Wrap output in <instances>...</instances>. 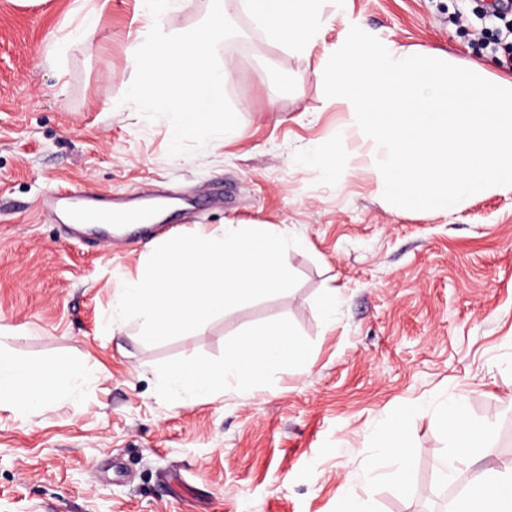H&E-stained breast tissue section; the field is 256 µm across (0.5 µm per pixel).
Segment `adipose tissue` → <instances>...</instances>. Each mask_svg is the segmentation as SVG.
<instances>
[{"instance_id": "adipose-tissue-1", "label": "adipose tissue", "mask_w": 512, "mask_h": 512, "mask_svg": "<svg viewBox=\"0 0 512 512\" xmlns=\"http://www.w3.org/2000/svg\"><path fill=\"white\" fill-rule=\"evenodd\" d=\"M73 13L74 23L68 24L58 39L60 47L89 45L96 32L100 15L96 0H77ZM303 355V348L286 327L271 324L243 335L222 367L181 365L168 371L161 382L166 389L187 394L194 400L221 395L226 384L232 382L254 392L260 390L267 373L286 367ZM79 379V373L67 374L59 367L54 368L52 374H45L42 363L0 350V404L7 403L22 411L32 410L45 404L61 381L75 385ZM441 415L448 441L455 450L453 459L438 461L439 471L445 473L455 465L472 464L474 449L484 447L490 440V433L471 423L465 396L449 401ZM485 485L494 486L497 493L485 500L483 512H512V465L493 463L487 464L481 475L468 483L454 512H471L474 493Z\"/></svg>"}]
</instances>
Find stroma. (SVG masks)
<instances>
[{"label":"stroma","mask_w":512,"mask_h":512,"mask_svg":"<svg viewBox=\"0 0 512 512\" xmlns=\"http://www.w3.org/2000/svg\"><path fill=\"white\" fill-rule=\"evenodd\" d=\"M489 0H348L374 36L512 74L471 24ZM74 0H0V349L83 372L43 407L0 405V512H337L347 476L371 477L366 512H444L460 497L439 457L453 455L437 403L466 395L490 453L512 460V191L448 217L395 212L367 159L345 141L338 186L293 161L345 120L315 71L342 37L333 23L292 54L232 18L218 53L239 134L169 156L168 119L119 101L132 82L136 0H108L92 47L59 51ZM104 199L165 195L140 236L101 226L71 236L49 216L50 188ZM264 224L290 247L291 290L231 308L195 331L147 344L112 316V298L171 237ZM339 297L327 326L318 303ZM285 325L309 355L191 401L163 389L188 362L222 365L243 334ZM405 417L413 436L400 491L374 434Z\"/></svg>","instance_id":"stroma-1"}]
</instances>
